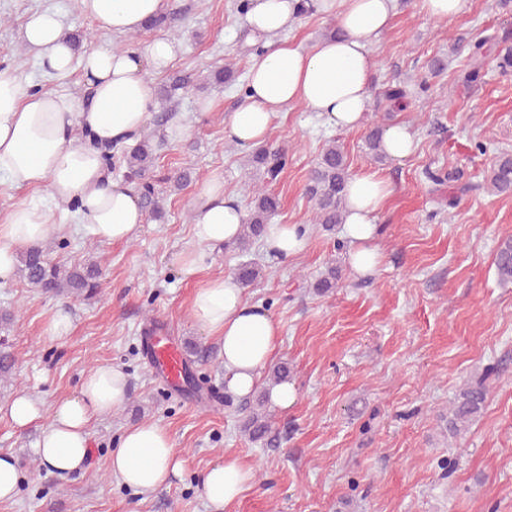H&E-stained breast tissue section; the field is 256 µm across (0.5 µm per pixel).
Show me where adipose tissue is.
<instances>
[{"mask_svg": "<svg viewBox=\"0 0 512 512\" xmlns=\"http://www.w3.org/2000/svg\"><path fill=\"white\" fill-rule=\"evenodd\" d=\"M302 0H249L247 40L267 38L251 58L247 100L224 119V136L242 147L266 141L272 118L282 107L303 105L341 129L366 120L374 61L370 46L391 25L396 0H311L315 12L334 18L337 34L308 50L276 36L300 12ZM168 0H78L80 12L97 30L130 34L168 8ZM23 41L36 51L46 73L65 76L80 70L84 94L31 90L0 71V183L14 188L48 186L52 201L75 204L77 222L94 240L128 242L146 215L131 185L112 180L104 160L108 146L134 141L158 106L151 73H163L180 49L159 38L140 50L92 48L75 55L63 36V16L54 9L35 13L23 27ZM392 194L390 182L365 170L351 177L346 195L344 234L348 261L360 276L381 263L375 243L377 214ZM190 249L176 262L184 278L204 270L208 249L235 241L246 214L224 191V179L210 174L192 203ZM63 230L50 204L12 206L0 218V284L14 276L19 246L42 242ZM308 242L298 224L269 225L267 250L288 259ZM189 316L220 346L227 383L236 395L255 389L280 334L278 323L259 305L245 300L234 278L217 276L196 289ZM129 380L121 369L97 367L84 375L78 392L58 401L43 427L34 454L49 472L84 469L91 451L90 423L127 400ZM112 476L135 494L149 497L180 479L184 461L168 432L155 422L127 427L109 458ZM252 478L239 457L225 455L200 477L212 512H226Z\"/></svg>", "mask_w": 512, "mask_h": 512, "instance_id": "adipose-tissue-1", "label": "adipose tissue"}]
</instances>
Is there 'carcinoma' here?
Here are the masks:
<instances>
[{"mask_svg":"<svg viewBox=\"0 0 512 512\" xmlns=\"http://www.w3.org/2000/svg\"><path fill=\"white\" fill-rule=\"evenodd\" d=\"M181 11L178 9L163 12L149 20V27L161 29L171 34L178 32ZM489 50L488 40L479 38L471 45L468 70L464 73L463 83L476 82L484 65ZM193 80L188 74H175L163 88L166 96L172 97L180 90L188 89ZM383 96L393 110L406 108L407 93L401 87H389ZM383 129L376 126L365 137L368 154L377 162H383L387 153L382 141ZM160 148L152 143L151 136L145 135L135 146L115 145L108 148L105 161H110L115 154H121L124 164V176L135 184L141 208L155 221L165 218L163 198L152 182L155 160ZM288 153L282 150H261L254 155V162L264 169L265 178L274 181L286 166ZM350 178L349 162L346 154L334 140L325 143L315 167L311 170L306 186V193L314 201V221L331 231L338 224L344 223L346 186ZM487 188L494 193L512 192V155H502L488 170L485 176ZM279 208L276 196L263 188L252 189L250 210L244 224L241 225L236 246L242 250L249 243L261 237L268 222ZM495 267L502 283H512V240L502 242L495 257ZM20 277L31 287L53 295H74L93 298L103 288L100 264L88 262L66 266L48 258L42 248L33 246L21 251L19 266ZM236 279L244 286H255L263 279L261 268L251 264L239 265ZM16 367V359L7 347L0 346V379L10 377ZM487 387L480 380L462 387L454 396L448 407V432L460 436L466 432L485 407ZM267 395L261 394L246 407L248 414L243 423V432L253 443L272 446L277 443L266 411Z\"/></svg>","mask_w":512,"mask_h":512,"instance_id":"1","label":"carcinoma"}]
</instances>
